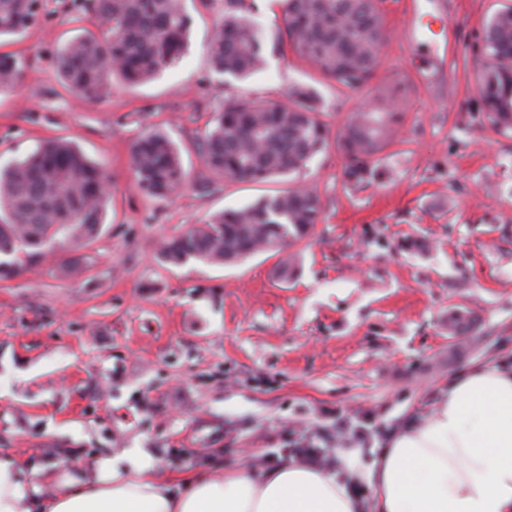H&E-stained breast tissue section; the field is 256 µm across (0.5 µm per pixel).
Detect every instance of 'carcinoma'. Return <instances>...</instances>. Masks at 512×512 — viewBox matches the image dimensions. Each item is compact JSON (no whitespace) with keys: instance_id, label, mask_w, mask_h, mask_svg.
<instances>
[{"instance_id":"obj_1","label":"carcinoma","mask_w":512,"mask_h":512,"mask_svg":"<svg viewBox=\"0 0 512 512\" xmlns=\"http://www.w3.org/2000/svg\"><path fill=\"white\" fill-rule=\"evenodd\" d=\"M282 26L270 36L253 22L257 0H224L221 20L208 44L211 73L244 81L263 70L268 57L292 52L322 77L348 89L370 85L388 38L382 0H278ZM39 0H0V37L22 34L37 18ZM92 14L100 33L85 32L57 52L61 83L77 97L98 102L114 75L129 84L155 79L176 63L188 45L191 17L186 0H82L73 21ZM481 52L489 65L479 88L490 129L512 131V7L487 21ZM23 76V61L0 52V92ZM287 103L235 100L217 113L200 142L204 167L225 180L261 182L302 171L327 146L320 99L309 85H295ZM401 116L389 101L355 110L336 132L348 184L375 179L374 162L397 140ZM131 166L147 195L168 199L191 181L180 149L161 131L133 145ZM107 177L73 144L44 139L25 157L0 165V281L34 266L61 243L82 247L102 229ZM316 190L297 186L240 208L213 214L207 223L165 241L162 262L180 266L195 259L231 265L256 253L280 250L307 237L321 221Z\"/></svg>"}]
</instances>
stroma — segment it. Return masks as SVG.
Here are the masks:
<instances>
[{
    "label": "stroma",
    "instance_id": "35a3bbf8",
    "mask_svg": "<svg viewBox=\"0 0 512 512\" xmlns=\"http://www.w3.org/2000/svg\"><path fill=\"white\" fill-rule=\"evenodd\" d=\"M510 3L383 0L377 76L351 91L290 54L246 81L217 82L207 41L223 2L189 0L187 53L137 87L113 77L88 104L56 71L58 47L79 32L71 0H41L6 46L25 69L0 93V163L65 138L108 174L110 201L96 241L0 281V453L87 469L146 448L158 473L183 478L262 463L301 437L335 439V413H360L373 435L340 455L365 483L389 440L429 416L450 382L473 366L512 369V133L488 127L473 50ZM294 84L317 89L332 134L376 89L394 93L399 142L371 184L347 186L332 145L263 183L204 169L196 144L213 113L242 97L281 100ZM150 128L171 136L196 179L167 200L143 193L130 167ZM299 184L318 192L323 219L283 253L234 266L160 261L164 241L214 212ZM285 257L293 272L282 280ZM458 314L466 333L449 330Z\"/></svg>",
    "mask_w": 512,
    "mask_h": 512
}]
</instances>
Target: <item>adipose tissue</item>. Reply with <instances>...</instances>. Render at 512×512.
<instances>
[{"label":"adipose tissue","instance_id":"ef3b65f1","mask_svg":"<svg viewBox=\"0 0 512 512\" xmlns=\"http://www.w3.org/2000/svg\"><path fill=\"white\" fill-rule=\"evenodd\" d=\"M370 512H512V371L476 367L434 414L397 433L370 472ZM52 493H45V485ZM336 474L243 466L161 476L147 449L90 470L21 467L0 455V512H361Z\"/></svg>","mask_w":512,"mask_h":512}]
</instances>
